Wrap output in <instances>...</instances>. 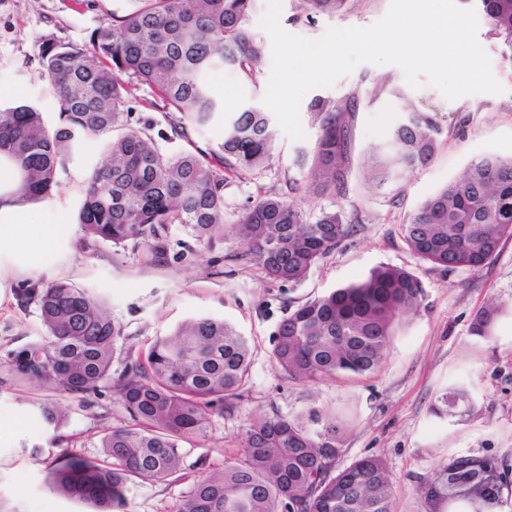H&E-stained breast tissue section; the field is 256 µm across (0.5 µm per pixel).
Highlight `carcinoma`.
<instances>
[{"label": "carcinoma", "mask_w": 512, "mask_h": 512, "mask_svg": "<svg viewBox=\"0 0 512 512\" xmlns=\"http://www.w3.org/2000/svg\"><path fill=\"white\" fill-rule=\"evenodd\" d=\"M114 23L94 30L84 44L46 35L40 78L52 89L59 122L50 125L29 103L0 107V155L21 172L33 200L58 187L59 167L89 142L105 160L86 180L77 221L86 236L116 249L137 248L184 225L199 245L224 241V189L257 177L273 155L268 114L247 107L224 116L207 75L219 67L258 80L261 42L249 25L252 0H134ZM512 59V0H474ZM348 0H303L305 16L342 12ZM149 86L148 106L162 112L172 136L193 146L166 153L147 133L124 120L132 86ZM355 104L317 99L318 125L307 189L342 196L349 175L350 119ZM219 128L202 149L191 134ZM443 134L429 112L405 107L387 141L368 154L363 169L378 185H396L433 159ZM300 183L261 191L239 216L245 259L269 278L298 283L352 232L336 210L312 219L293 193ZM410 252L443 271L477 269L512 238V157L486 155L464 169L401 227ZM34 301L48 333L9 353L21 378L83 396L108 383L132 424L101 439L107 463L69 454L49 472L52 489L92 507L125 512L135 480L166 481L182 471L180 442L203 434L215 413H232L248 382L251 346L235 326L210 317L188 319L143 354L126 353L112 376L118 325L88 291L67 282L21 290ZM425 298L411 271L380 266L351 284L291 310L274 336L271 358L293 381L346 374L364 376L384 359L397 319ZM500 311H477L470 335L487 339ZM472 398L463 387L441 394L433 411L463 419ZM336 423L311 412L285 417L276 411L249 423L242 452L224 470L196 478L176 512H392L393 482L378 456L336 469ZM509 488L506 473L488 457H455L419 484L420 512H498Z\"/></svg>", "instance_id": "1"}]
</instances>
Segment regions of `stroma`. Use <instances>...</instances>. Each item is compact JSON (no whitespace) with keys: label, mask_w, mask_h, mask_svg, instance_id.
Instances as JSON below:
<instances>
[{"label":"stroma","mask_w":512,"mask_h":512,"mask_svg":"<svg viewBox=\"0 0 512 512\" xmlns=\"http://www.w3.org/2000/svg\"><path fill=\"white\" fill-rule=\"evenodd\" d=\"M390 0H349L338 14L305 18L300 0H281L280 23L289 33L321 37L327 29L365 28L380 20ZM130 0H0V88L11 100L35 104L48 123L58 120V105L39 81V39L84 43L112 18L125 15ZM268 0H253L250 25L262 45L258 84L218 68L208 75L213 95L228 112L262 107L272 65L271 41L260 21ZM477 39L488 54L501 94L478 93L448 100L434 86L412 88L394 65L362 64L333 86L309 91L300 104L304 139H290L274 127V151L257 178L234 182L224 191L226 238L214 248L198 246L181 224L167 225L163 253L149 245L114 250L105 243L76 238L52 257L54 278L86 289L101 301L123 336L124 352L144 351L191 317H213L233 324L252 345L250 379L234 415H215L206 434L183 442L185 478L165 483L133 481L127 512H175L191 490L194 477L223 470L225 460L242 451L250 419L278 411L292 417L316 411L336 416L340 454L337 468L366 457H382L393 481L394 512H418V483L432 477L455 456L490 457L512 473V239L503 241L496 257L478 270L443 272L416 259L404 243L400 225L407 214L454 178L473 158L494 153L512 156V63L500 54L486 22ZM153 91L137 86L130 95L129 121L149 127L163 151L187 149L172 138L160 111L147 108ZM322 98L337 104L355 100L350 145V174L344 196L305 195L310 216L340 210L360 222L330 256L298 283L269 280L245 259L247 243L235 229L241 209L259 188L283 187L285 177L303 179L295 160L311 150L317 127L310 105ZM435 115L444 135L432 162L411 173L395 192L364 181L361 165L371 149L385 141L403 102ZM103 159L96 143L60 169L59 186L46 199L76 220L89 170ZM381 265L402 267L423 283L426 298L418 313L401 317L390 348L377 370L366 376L335 375L292 382L270 357L280 322L295 306L366 277ZM34 281L14 272L0 296V418L15 420L0 435V512H87L86 505L54 491L46 477L51 461L73 453L100 461L101 437L130 425L129 415L109 386L78 398L16 379L8 364L10 350L42 342L45 329L36 304L21 305L22 288ZM501 313L489 339L470 334L475 313L486 303ZM467 388L473 409L464 421L436 417L432 411L448 387ZM49 403L67 412L58 430L48 428L37 406Z\"/></svg>","instance_id":"obj_1"}]
</instances>
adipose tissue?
<instances>
[{"label":"adipose tissue","mask_w":512,"mask_h":512,"mask_svg":"<svg viewBox=\"0 0 512 512\" xmlns=\"http://www.w3.org/2000/svg\"><path fill=\"white\" fill-rule=\"evenodd\" d=\"M21 181L15 165L0 156V289L13 270L36 277L50 272V256L77 234L61 209L23 201Z\"/></svg>","instance_id":"ef3b65f1"}]
</instances>
